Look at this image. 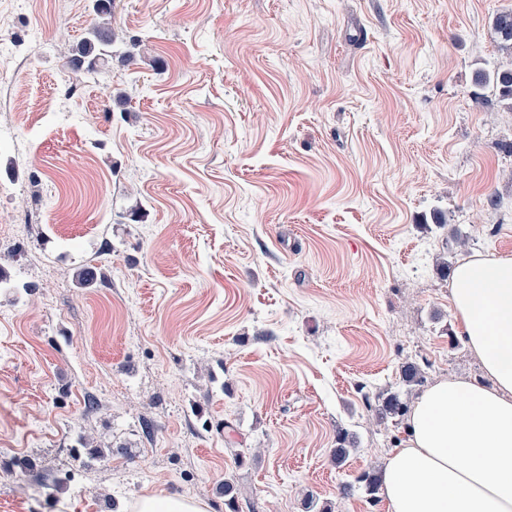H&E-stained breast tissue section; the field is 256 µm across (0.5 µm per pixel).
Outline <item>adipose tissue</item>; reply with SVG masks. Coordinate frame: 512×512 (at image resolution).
<instances>
[{
	"instance_id": "obj_1",
	"label": "adipose tissue",
	"mask_w": 512,
	"mask_h": 512,
	"mask_svg": "<svg viewBox=\"0 0 512 512\" xmlns=\"http://www.w3.org/2000/svg\"><path fill=\"white\" fill-rule=\"evenodd\" d=\"M492 386L443 379L386 456L387 512H512V256L465 261L450 295Z\"/></svg>"
}]
</instances>
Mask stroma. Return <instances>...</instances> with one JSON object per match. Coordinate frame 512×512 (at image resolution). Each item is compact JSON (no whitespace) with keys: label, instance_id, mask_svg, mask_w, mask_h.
I'll list each match as a JSON object with an SVG mask.
<instances>
[{"label":"stroma","instance_id":"35a3bbf8","mask_svg":"<svg viewBox=\"0 0 512 512\" xmlns=\"http://www.w3.org/2000/svg\"><path fill=\"white\" fill-rule=\"evenodd\" d=\"M10 3L0 512H227L228 477L239 512H386L339 487L404 441L401 363L486 378L449 296L512 256V107L474 86L512 0H116L134 59L75 74L94 0ZM378 415L385 418H404L410 411L407 400H403L399 392H388L378 405ZM358 441L354 433L348 430H339L336 435V448L331 450V458L336 465H342L350 452L357 449ZM137 512H207L204 503L161 494L143 496L137 503Z\"/></svg>","mask_w":512,"mask_h":512}]
</instances>
